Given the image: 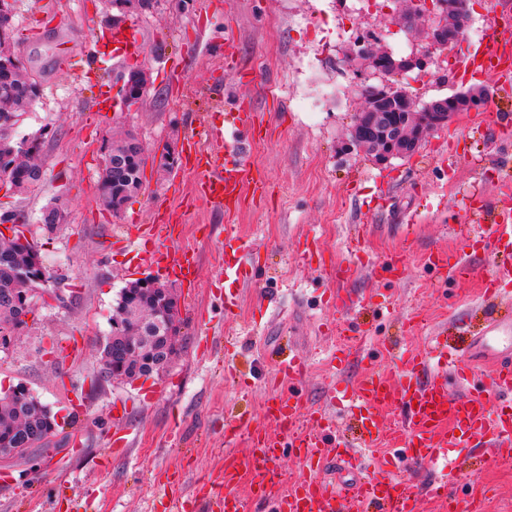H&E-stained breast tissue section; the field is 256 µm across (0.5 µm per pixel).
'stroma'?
Here are the masks:
<instances>
[{"label": "stroma", "mask_w": 512, "mask_h": 512, "mask_svg": "<svg viewBox=\"0 0 512 512\" xmlns=\"http://www.w3.org/2000/svg\"><path fill=\"white\" fill-rule=\"evenodd\" d=\"M15 49L42 86L39 101L14 127L15 138L40 130V189L22 194L0 182V212L25 218L21 229L55 274L61 304H36L26 327L0 347V388L25 384L57 416L50 445L0 459V512H168L172 497L210 503L207 482L225 454L245 457L250 440L224 443L226 421L247 413L271 430L262 407L278 355L305 361L307 407L329 405L370 368L391 369L389 349L419 348L444 334L465 344L485 326L483 274L491 256L471 249L473 272L407 263L391 280L383 265L398 255L406 231L421 252L456 256L454 224L473 223L474 209L493 213L503 182L512 179V143L475 136L479 112H464L431 134L408 158L381 166L351 142L363 106L361 85H390L417 102L487 86L457 73L493 18L512 15V0H470L469 19L450 52H435L423 73L379 75L350 56L353 38L340 27L374 31L395 56L427 48L423 33L401 26L402 0H190L177 9L159 0L149 14L123 21L143 45L134 60L111 53L108 0H12ZM236 55L224 60V39ZM144 70L140 105L124 109L119 72ZM108 94L111 112L96 103ZM242 113L250 164L259 191L219 209L194 191L189 137L214 113ZM132 133L144 145V189L119 215L104 209L96 184L110 137ZM175 147L179 165L161 170L160 153ZM61 200L67 217L54 231L39 222L44 206ZM175 209L172 245L195 258L192 279L163 274L178 297L180 337L171 367L134 381H107L100 351L121 288L137 274L113 239L130 218ZM250 247L255 280L237 288L234 313L224 310L225 230ZM313 247L301 258L298 247ZM376 267L357 265L358 252ZM355 272L336 279L339 264ZM349 348L341 371L329 355ZM126 408L114 420V405ZM129 433L111 447L112 432ZM481 475L459 512H512V460L486 464L480 450L462 460Z\"/></svg>", "instance_id": "1"}]
</instances>
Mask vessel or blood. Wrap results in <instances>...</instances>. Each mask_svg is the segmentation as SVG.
<instances>
[{"label": "vessel or blood", "instance_id": "vessel-or-blood-1", "mask_svg": "<svg viewBox=\"0 0 512 512\" xmlns=\"http://www.w3.org/2000/svg\"><path fill=\"white\" fill-rule=\"evenodd\" d=\"M193 147L198 195L216 207L239 199L242 186L250 180L240 139L207 122L197 130ZM169 232V224L163 222L143 225L141 240L133 244L137 258L183 277L194 275L193 254L174 255L160 246V239ZM457 233L465 241L473 237L495 243L512 240V199L501 200L492 223L471 224ZM484 361L492 362L497 371L488 390L476 392L472 385ZM343 399L366 428L368 448L376 447L387 432L380 411L404 407L406 419L386 461L387 474L356 480L351 494L337 493L335 482L326 478L328 465L335 460L355 469L358 456L337 439L329 412L303 409L299 392L277 389L266 399L265 414L277 424L280 436L251 430V420L245 416L225 425L228 440L242 430L251 432L253 498L271 501L272 512H416L417 494L408 469L436 464L440 470L428 491L435 498L452 499L459 468L449 458V448H480L493 455L512 447V315L492 319L485 334L463 348L447 337H432L423 350L399 356L396 376L370 370L355 388L344 391ZM284 448L295 451L304 475L281 493L270 478ZM237 475L236 461H227L219 497L223 512H251L247 500L234 491Z\"/></svg>", "mask_w": 512, "mask_h": 512}]
</instances>
